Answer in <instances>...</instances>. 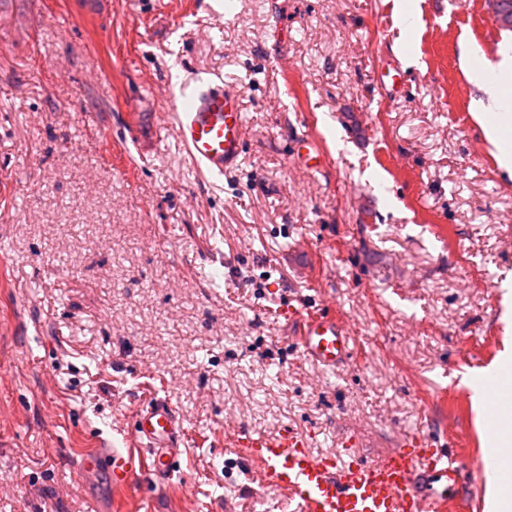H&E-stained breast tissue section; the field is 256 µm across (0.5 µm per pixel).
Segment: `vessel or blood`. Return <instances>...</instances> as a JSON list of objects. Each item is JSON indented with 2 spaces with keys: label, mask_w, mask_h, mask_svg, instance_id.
I'll return each instance as SVG.
<instances>
[{
  "label": "vessel or blood",
  "mask_w": 512,
  "mask_h": 512,
  "mask_svg": "<svg viewBox=\"0 0 512 512\" xmlns=\"http://www.w3.org/2000/svg\"><path fill=\"white\" fill-rule=\"evenodd\" d=\"M238 88L220 81L201 83L177 108V132L190 158L213 175L223 174L243 152L246 128ZM298 344L307 361L336 367L353 354V338L331 313H301ZM491 391L487 424L502 431L512 427V397L497 395V383L483 382ZM183 429L169 399L155 400L140 411L133 439L139 452L97 448L82 457L81 474L106 470L110 484L126 487L136 470L164 477L180 455ZM229 446L240 460L257 465L262 486L287 494L298 512H442L443 490L464 479L460 466L442 448L427 440L407 438L375 460L354 458L345 462L333 456L314 455L296 429L277 433L234 429ZM440 484V492L424 493L420 484Z\"/></svg>",
  "instance_id": "obj_1"
}]
</instances>
